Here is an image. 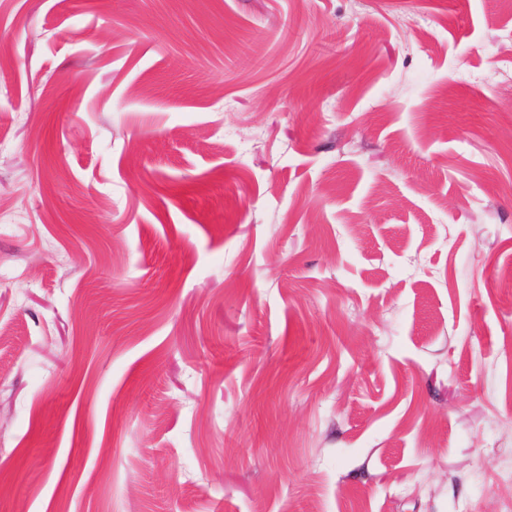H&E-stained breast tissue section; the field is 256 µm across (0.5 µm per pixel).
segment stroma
Returning <instances> with one entry per match:
<instances>
[{
  "instance_id": "obj_1",
  "label": "stroma",
  "mask_w": 512,
  "mask_h": 512,
  "mask_svg": "<svg viewBox=\"0 0 512 512\" xmlns=\"http://www.w3.org/2000/svg\"><path fill=\"white\" fill-rule=\"evenodd\" d=\"M0 512H512V0H0Z\"/></svg>"
}]
</instances>
